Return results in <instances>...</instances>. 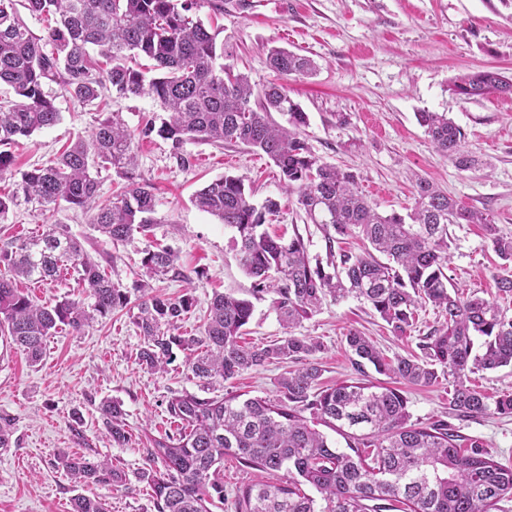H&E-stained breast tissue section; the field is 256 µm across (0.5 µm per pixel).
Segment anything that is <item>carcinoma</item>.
<instances>
[{"mask_svg":"<svg viewBox=\"0 0 512 512\" xmlns=\"http://www.w3.org/2000/svg\"><path fill=\"white\" fill-rule=\"evenodd\" d=\"M197 0H0V84L14 99L0 104V174L13 166L9 147L21 137L60 121L45 86L57 84L82 103L112 91L121 97L150 95L166 116L131 130L118 113L98 121L89 138L77 137L51 164L20 173L12 194L0 195V218L19 196L46 209L66 205L91 214V223L112 243L131 240L154 223V187L136 172V144L158 134L174 149L188 141L240 143L265 154L279 169L284 187L297 193L307 218L321 227L326 261L310 259L304 237L270 235L267 216L278 209L262 205L240 176L226 174L199 190L195 204L235 231L233 246L242 270L253 278V295L270 297L287 335L268 346L240 342L252 316L246 298L217 294L201 335L180 333L191 309L189 299L151 295L147 284L131 304L128 288L115 283L84 253L81 244L55 226L0 253V330L33 364L41 360L47 337L61 325L82 330L98 317L136 308L132 323L144 338L138 363L163 371L174 350L186 353L188 367L202 384H219L269 363L299 362L278 380L273 399L240 393L199 397L184 393L168 401L173 432L153 440L154 467L143 472L157 512H211L224 503V458L276 476L237 489V512H493L512 498V468L505 467L477 441L457 447L454 426L445 421L410 422L408 398L398 388L365 379L320 386L322 367L313 356L322 343L297 336L291 328L309 318L327 298L352 295L368 303L392 332L414 325L419 305L441 309L444 323L422 344L423 356L387 357L357 331L345 341L357 371L376 373L419 386L452 378V416H512V392L489 396L470 384V375L512 367V317L495 304L448 291V225L481 224L493 251L512 261V237L500 233L488 216L460 205L436 184L418 179L415 205L407 216L382 215L359 191L355 174L320 161L300 137L307 115L291 99L285 81L304 78L314 61L282 48L269 51L278 80L254 91L247 75L217 60L226 57L218 30L193 18ZM43 24L36 35L20 14ZM144 57L152 65H131ZM451 91L462 100L492 94L512 97V75L483 69L456 77ZM257 104L251 105V98ZM288 115V126L270 114ZM434 150L467 170L475 159L464 151V133L446 112H420ZM110 168L125 181L107 204L98 202L99 182L91 169ZM360 234L368 246L360 254L336 253L337 238ZM168 247L147 250L145 276L174 269ZM69 262L91 298L85 305L63 300L40 304L16 287V280L47 281ZM483 337L474 352V337ZM116 441H128L117 401L99 406ZM336 431L348 451L331 446L317 429ZM77 484L110 486L123 481L107 460L84 455L61 458ZM316 495H311L306 488ZM72 512H108L100 497L71 500Z\"/></svg>","mask_w":512,"mask_h":512,"instance_id":"obj_1","label":"carcinoma"}]
</instances>
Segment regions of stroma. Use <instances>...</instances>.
I'll use <instances>...</instances> for the list:
<instances>
[{"mask_svg":"<svg viewBox=\"0 0 512 512\" xmlns=\"http://www.w3.org/2000/svg\"><path fill=\"white\" fill-rule=\"evenodd\" d=\"M196 15L222 27L228 64L247 73L255 87L277 78L267 60L271 47L314 59V76L288 83L291 98L308 116L302 135L321 161L356 175L378 212H410L413 183L422 177L465 207L486 213L504 235L512 236V97L463 101L449 89L456 75L479 67L512 74V0H198ZM48 91L61 120L12 146L14 165L0 175V193L14 190L20 172L48 164L71 140L89 136L97 119L108 113H119L132 129L160 113L148 95H113L98 107L79 103L55 84ZM420 112L447 113L465 132L464 147L476 166L462 171L437 154L417 121ZM137 163L157 198V222L148 233L114 244L88 215L64 206L44 211L22 201L0 219V250L56 225L76 238L113 281L129 287L141 278L145 250L171 247L178 254L175 273L152 279L151 285L169 297L191 298L182 323L188 336L199 335L214 294L252 298V281L239 266L232 230L192 202L212 180L227 173L244 177L255 202L271 198L279 203L269 232L299 230L311 256H326L321 230L307 219L295 195L286 192L265 155L240 144L188 142L177 151L156 136L139 143ZM448 235L450 288L497 303L512 315V294L499 293L494 285L495 277H512V261L493 252L480 225L452 224ZM17 286L41 303L87 298L72 268L53 281L21 279ZM252 300L243 342L275 343L285 330L269 298ZM442 321L438 309L423 305L411 330L399 336L370 305L348 296L326 300L294 332L322 342L316 355L321 382L332 386L357 377L345 342L349 330L369 336L391 357L418 352ZM142 343L123 312L79 331L62 327L48 338L35 365L0 334V418L8 422L0 445V512H70V500L79 493L105 499L110 512H157L139 476L154 438L172 428L169 398L233 391L272 399L284 371L270 363L207 388L193 377L180 351L165 371L140 366L136 356ZM449 390L444 379L427 387L404 385L412 421L447 419ZM106 399L120 403L130 442H114L107 433L98 410ZM455 427L462 447L479 440L512 468V416L466 418ZM63 453L109 460L124 481L74 487L58 462Z\"/></svg>","mask_w":512,"mask_h":512,"instance_id":"1","label":"stroma"}]
</instances>
